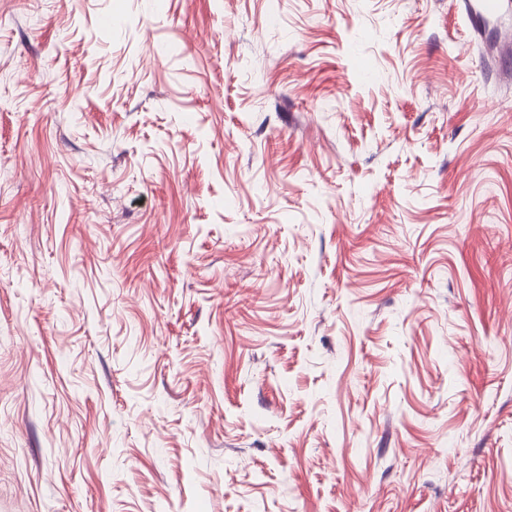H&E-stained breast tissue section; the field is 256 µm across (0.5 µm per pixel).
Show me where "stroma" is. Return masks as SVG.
<instances>
[{
  "instance_id": "35a3bbf8",
  "label": "stroma",
  "mask_w": 512,
  "mask_h": 512,
  "mask_svg": "<svg viewBox=\"0 0 512 512\" xmlns=\"http://www.w3.org/2000/svg\"><path fill=\"white\" fill-rule=\"evenodd\" d=\"M0 512H512V0H0Z\"/></svg>"
}]
</instances>
